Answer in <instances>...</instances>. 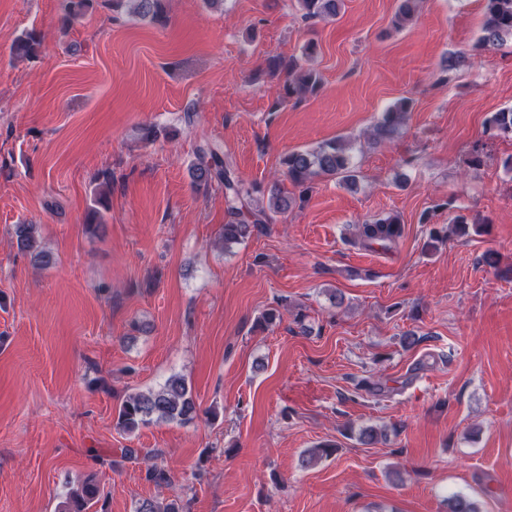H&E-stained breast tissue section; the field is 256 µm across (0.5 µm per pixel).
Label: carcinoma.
<instances>
[{
	"label": "carcinoma",
	"mask_w": 512,
	"mask_h": 512,
	"mask_svg": "<svg viewBox=\"0 0 512 512\" xmlns=\"http://www.w3.org/2000/svg\"><path fill=\"white\" fill-rule=\"evenodd\" d=\"M131 3L135 15L157 24L166 21L165 0H110L119 7L124 2ZM484 20L481 34L467 52H459L448 58V68H454L479 52L503 45L512 39V0H483ZM302 17L306 20H333L339 15L342 0H297ZM420 0H400L392 20L397 29L407 26L417 13ZM97 0H64V12L60 18L61 29L67 30L72 23L94 8ZM42 45V37L35 31L25 33L13 44V51L22 56L31 57ZM270 68L283 71L287 76V94L305 95L315 92L321 84L320 75L312 68L300 67L290 60L284 62L277 57L270 59ZM411 108V101L402 98L388 107L377 119L370 130V140L380 144L392 139L404 124ZM490 129L498 135H512V107L503 108L493 113L487 120ZM288 181L306 194L316 178L321 176H341V182L354 184L357 181L355 165L347 151L345 142L336 139L325 140L316 146L292 151L282 160ZM194 182L199 186H208L217 181L224 184V200L229 220L224 224V249L240 244L250 237L253 230L262 224L270 223L275 216L284 214L294 202L288 190L279 183H274L268 191L267 204H260L258 194L262 193L259 185L248 183L236 175L231 164L224 158V152L216 145L206 144L196 150V162L192 165ZM13 236L17 248L27 253L31 260L46 266L50 257L39 249L36 239V225L15 224ZM401 236L398 217L386 215L354 225L350 243L365 249L378 245L390 248ZM196 404L186 380L180 376L170 377L157 390L136 393L128 396L121 404L118 416V428L132 434L152 423L187 422L194 418ZM334 445L321 443L305 452L302 465L328 457ZM146 478L157 487L171 485L169 472L156 463L148 465ZM101 498L100 487L87 481L71 491L59 503L57 512H90ZM448 512H479L477 504L468 496L454 492L449 497ZM136 512H181L178 501L167 504L154 498L144 499L138 503Z\"/></svg>",
	"instance_id": "carcinoma-1"
}]
</instances>
